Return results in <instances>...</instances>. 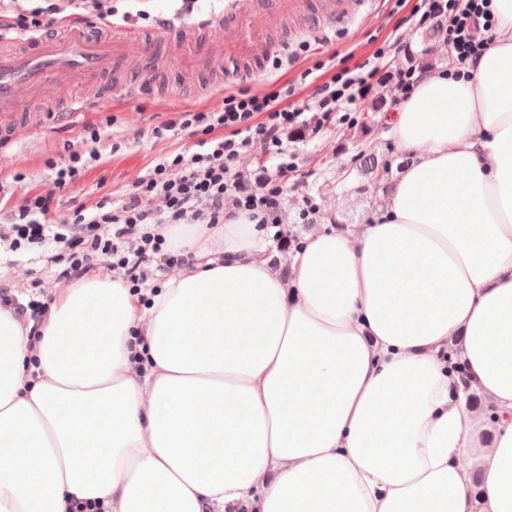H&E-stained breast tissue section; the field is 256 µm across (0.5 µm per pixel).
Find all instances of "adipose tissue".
Wrapping results in <instances>:
<instances>
[{"label":"adipose tissue","instance_id":"obj_1","mask_svg":"<svg viewBox=\"0 0 512 512\" xmlns=\"http://www.w3.org/2000/svg\"><path fill=\"white\" fill-rule=\"evenodd\" d=\"M490 10L476 63L395 112L382 213L305 236L289 278L239 215L176 236L149 303L90 278L34 333L0 305V512H512V0Z\"/></svg>","mask_w":512,"mask_h":512}]
</instances>
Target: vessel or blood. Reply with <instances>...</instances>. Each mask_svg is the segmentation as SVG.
Returning <instances> with one entry per match:
<instances>
[{"instance_id": "vessel-or-blood-1", "label": "vessel or blood", "mask_w": 512, "mask_h": 512, "mask_svg": "<svg viewBox=\"0 0 512 512\" xmlns=\"http://www.w3.org/2000/svg\"><path fill=\"white\" fill-rule=\"evenodd\" d=\"M361 13L355 0H224L223 8L197 24L174 25L148 39L130 25H113L112 36H89L75 24L65 37L0 36V139L11 140L22 99L48 87L64 90L75 82L96 84L108 72L151 70L155 54L178 44L193 70L203 74L237 56L259 71L274 49L270 34L284 20H302L301 31L319 36L353 22Z\"/></svg>"}]
</instances>
